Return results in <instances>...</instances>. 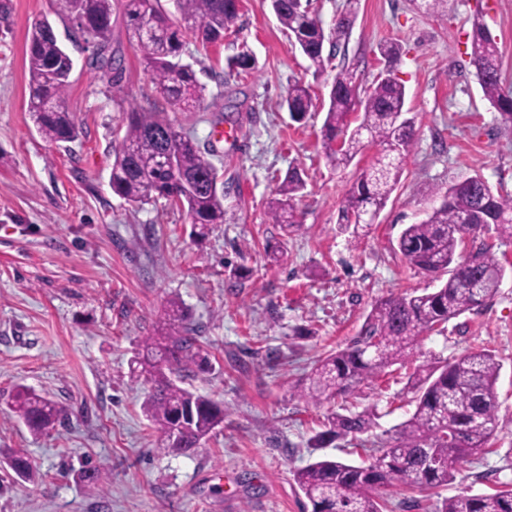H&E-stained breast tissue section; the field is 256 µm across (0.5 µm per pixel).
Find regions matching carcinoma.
Segmentation results:
<instances>
[{"instance_id": "cac0c4a2", "label": "carcinoma", "mask_w": 512, "mask_h": 512, "mask_svg": "<svg viewBox=\"0 0 512 512\" xmlns=\"http://www.w3.org/2000/svg\"><path fill=\"white\" fill-rule=\"evenodd\" d=\"M54 2L55 14L76 23L83 40L93 44L92 65L113 85L124 72L122 56L112 50V14L114 7H120L134 49L174 112L199 109L204 103V87L195 70L182 62L186 40L203 45L221 41L238 15V0H176L177 23L162 11L158 0ZM354 4L356 0H349V8L327 32L320 17L310 11L309 0H271L274 14L310 62L314 77L326 70L325 42L337 47L347 39L356 15ZM378 52L392 66L400 57V46L387 41L378 45ZM26 60L27 109L38 134L51 144L74 141L78 126L64 105L69 63L57 39L42 32L36 22ZM470 62L500 123L512 128V91L502 88L499 49L477 18L472 24ZM254 67L247 51L228 59L232 71L247 73ZM405 100V86L391 69L362 99L349 69L341 68L333 78L323 123L327 161L338 168L373 144L382 147L346 194L338 222L342 230L366 227L363 216L380 211L398 184L404 151L415 135L414 118L402 119ZM286 105L293 122H304L313 106L309 87L300 81L292 84ZM122 128L110 176L116 195L131 203L157 196L186 209L197 236L224 223V189L215 186L218 169L166 113L133 109L123 113ZM171 151L177 157L174 171L164 164ZM304 189L301 174L290 170L269 203L273 223L290 233L299 226L295 201ZM477 230L493 232L502 242L512 241V197L494 194L480 176L449 186L441 205L420 222L406 225L398 239L406 262L439 285L419 294L403 292L377 300L351 344L315 360L302 396L327 406V411L324 430L310 438L311 448L347 438L356 441L369 432L375 411H358L346 401L361 383L388 374L394 365L405 370L415 409L390 436L371 443L366 461L349 464L321 458L296 469L293 479L312 512H394L384 489L395 483L421 491L445 486L461 463L484 455L502 431L495 396L501 364L495 354L481 349L442 366L416 365L412 359L420 337L445 332L451 320L482 308L498 294L506 270L492 246L483 242L467 254L459 251L464 235ZM164 315L179 322L180 330L146 337L133 374L150 385L142 410L161 434L162 450L189 454L224 427V405L180 386L185 374L204 370L209 360L198 330L184 324L182 303L170 300ZM12 410L34 435L65 416L63 406L25 387L17 389ZM8 459L20 479L35 478L25 456L10 453ZM435 512H512V489L446 497L436 503Z\"/></svg>"}]
</instances>
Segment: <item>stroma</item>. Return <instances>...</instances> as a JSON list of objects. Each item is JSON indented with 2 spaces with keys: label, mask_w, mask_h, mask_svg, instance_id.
I'll use <instances>...</instances> for the list:
<instances>
[{
  "label": "stroma",
  "mask_w": 512,
  "mask_h": 512,
  "mask_svg": "<svg viewBox=\"0 0 512 512\" xmlns=\"http://www.w3.org/2000/svg\"><path fill=\"white\" fill-rule=\"evenodd\" d=\"M7 5L0 19V448L27 454L39 476L23 482L0 468V512H311L293 470L319 456L353 463L367 456L346 441L310 448L324 410L300 390L314 360L355 339L376 300L435 288L406 263L397 241L405 225L440 205L449 185L479 174L494 193L512 195V128L500 124L469 57L478 15L512 88V0H448L433 15L417 0H359L345 48L325 47L330 61L318 78L270 0H239L222 42L185 49L184 61L206 87L204 108L170 115L223 176L224 221L202 239L192 237L185 210L163 199L137 206L112 191L122 112L167 108L122 20L112 31L125 67L115 89L90 67L92 50L71 24L55 18L52 0ZM43 16L75 61L65 105L80 135L60 145L40 137L27 111L25 40ZM387 40L402 47L394 73L415 118L414 141L375 224L343 231L345 195L377 150L338 169L328 164L321 130L330 83L345 66L370 90L385 66L377 46ZM244 48L255 68L229 71L228 57ZM297 81L309 85L314 104L302 125L285 104ZM293 167L306 188L297 200L301 226L287 235L272 222L268 202ZM277 241L287 258L272 264L264 247ZM478 241L493 245L509 269L498 294L445 333L421 338L414 358L430 363L492 350L501 364L503 430L448 485L422 493L393 488L391 502L410 501V512L512 484V244L480 233L465 249ZM235 269L244 279L232 277ZM172 297L182 301L212 364L186 376L184 386L226 410L223 431L190 455L159 451L160 434L141 408L148 388L130 368ZM19 386L62 405L64 423L32 436L7 406ZM353 401L378 414L368 441L414 410L394 373L361 383ZM87 462L105 468L104 488L77 479Z\"/></svg>",
  "instance_id": "stroma-1"
}]
</instances>
